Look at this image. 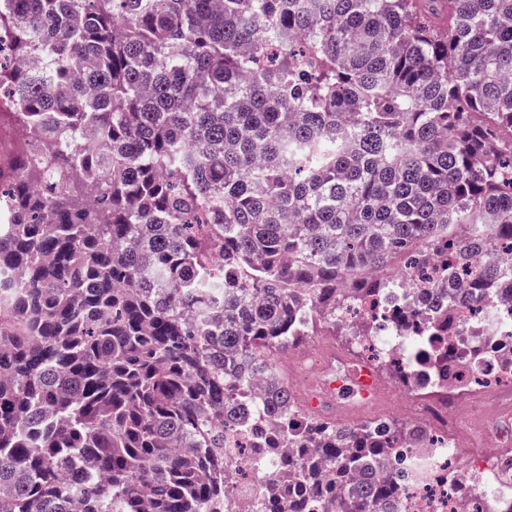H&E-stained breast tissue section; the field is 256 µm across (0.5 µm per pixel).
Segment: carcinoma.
<instances>
[{
	"instance_id": "obj_1",
	"label": "carcinoma",
	"mask_w": 512,
	"mask_h": 512,
	"mask_svg": "<svg viewBox=\"0 0 512 512\" xmlns=\"http://www.w3.org/2000/svg\"><path fill=\"white\" fill-rule=\"evenodd\" d=\"M13 2L46 160L0 166V512H224L258 380L304 490L265 512H393L426 431L315 416L268 352L436 265L391 365H460L455 307L512 287V0Z\"/></svg>"
}]
</instances>
